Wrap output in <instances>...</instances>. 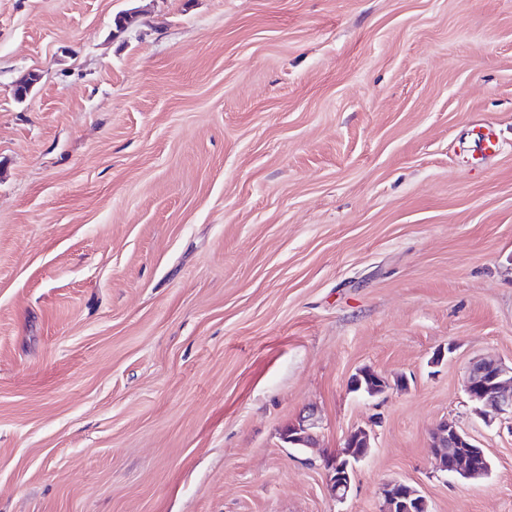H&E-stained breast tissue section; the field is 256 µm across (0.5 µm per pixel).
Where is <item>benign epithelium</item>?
<instances>
[{
	"instance_id": "1",
	"label": "benign epithelium",
	"mask_w": 512,
	"mask_h": 512,
	"mask_svg": "<svg viewBox=\"0 0 512 512\" xmlns=\"http://www.w3.org/2000/svg\"><path fill=\"white\" fill-rule=\"evenodd\" d=\"M372 375L381 386L369 385L367 394L375 396L389 387L387 379L363 368L348 380L349 389L361 387V378ZM465 392L474 413L488 424L504 415L512 416V367L486 357L474 358L467 369ZM282 440L290 448L309 449L317 442V421L308 411L288 424ZM371 448V433L361 429L350 433L341 452L324 459L327 487L334 499L345 500L351 490L354 465L365 459ZM432 455L437 470L451 476L479 478L488 470L483 448L453 420L441 421L432 434ZM381 512H428V501L413 485L392 481L382 487Z\"/></svg>"
}]
</instances>
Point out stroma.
I'll list each match as a JSON object with an SVG mask.
<instances>
[{
	"label": "stroma",
	"instance_id": "stroma-1",
	"mask_svg": "<svg viewBox=\"0 0 512 512\" xmlns=\"http://www.w3.org/2000/svg\"><path fill=\"white\" fill-rule=\"evenodd\" d=\"M479 355L512 365V0H0V512H512ZM445 419L488 476L437 471ZM473 131L477 141L481 144V151L483 153L481 158L496 154L501 150L502 143L491 125H481ZM317 421L314 413L305 412L294 422L288 424L282 440L289 448L309 449L314 448L317 442ZM371 448V433L361 429L350 433L344 448L324 459L327 487L336 501H344L351 490L354 465L365 459ZM381 512H428V501L413 485L392 481L382 487Z\"/></svg>",
	"mask_w": 512,
	"mask_h": 512
}]
</instances>
